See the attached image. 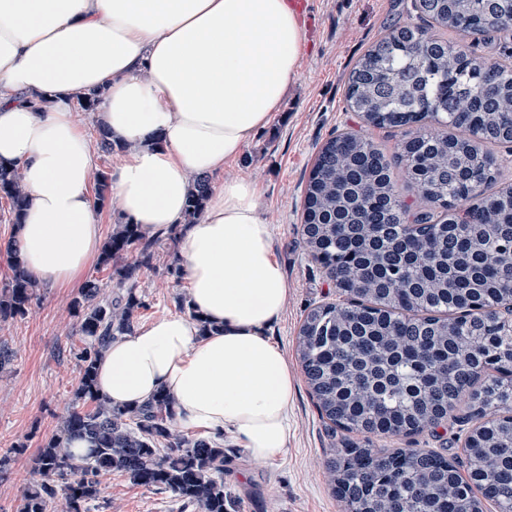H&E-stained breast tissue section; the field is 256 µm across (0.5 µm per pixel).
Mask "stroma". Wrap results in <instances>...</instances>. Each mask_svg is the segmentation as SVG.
Here are the masks:
<instances>
[{"label": "stroma", "mask_w": 512, "mask_h": 512, "mask_svg": "<svg viewBox=\"0 0 512 512\" xmlns=\"http://www.w3.org/2000/svg\"><path fill=\"white\" fill-rule=\"evenodd\" d=\"M299 19L305 42L299 75L270 124L257 134L240 159L225 164L212 183L243 176L262 191L263 215L271 226L275 257L288 279V299L268 329L294 372L296 393L286 454L267 462L251 460L225 439L224 484L236 499V512H343L325 470L340 438L332 437L308 393L295 345L310 308L337 297L333 283L308 253L302 236L306 181L314 160L331 136L359 128L346 103L349 74L364 52L388 31L405 24L412 0H308ZM179 248L161 240L151 266L137 273L143 306L137 322L184 313L189 284ZM76 291L39 286L31 312L0 322V342L13 362L0 373V512H18L20 495L32 479L31 459L75 404L80 364L77 319L70 311ZM94 512H184L171 494L132 485L118 472L102 478Z\"/></svg>", "instance_id": "obj_1"}]
</instances>
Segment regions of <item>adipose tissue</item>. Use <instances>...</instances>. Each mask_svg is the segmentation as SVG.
<instances>
[{"instance_id":"ef3b65f1","label":"adipose tissue","mask_w":512,"mask_h":512,"mask_svg":"<svg viewBox=\"0 0 512 512\" xmlns=\"http://www.w3.org/2000/svg\"><path fill=\"white\" fill-rule=\"evenodd\" d=\"M303 39L288 0H0V162L29 194L8 247L61 287L98 254L93 146L72 99L103 89L97 119L124 151L109 195L147 235L178 229L192 313L112 341L97 388L115 405L167 393L180 426L228 433L257 461L287 452L295 390L267 334L288 281L262 192L227 179L195 223L184 212L193 177L238 158L279 111Z\"/></svg>"}]
</instances>
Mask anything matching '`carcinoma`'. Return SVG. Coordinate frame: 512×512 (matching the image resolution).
Wrapping results in <instances>:
<instances>
[{
    "mask_svg": "<svg viewBox=\"0 0 512 512\" xmlns=\"http://www.w3.org/2000/svg\"><path fill=\"white\" fill-rule=\"evenodd\" d=\"M421 23L405 24L353 67L346 100L368 126L399 131L387 157L361 131L322 145L305 190V245L340 300L305 316L296 356L309 393L343 448L325 462L346 512H512V184L499 185L492 147L512 143V55L478 54L512 31V9L492 0H413ZM452 30L459 40L444 37ZM494 65L493 108L470 93ZM96 113L101 93L77 96ZM453 133H448V130ZM416 196L407 203L398 178ZM211 182L193 179L184 223L203 213ZM28 194L15 165L0 164V198L20 223ZM156 238L116 224L99 265L124 290L114 297L95 277L72 309L81 346L76 400L33 458L37 479L20 512H91L101 477L169 492L185 509L235 512L224 490V444L182 434L165 393L136 406H111L96 391V364L117 336L134 330L142 303L132 280L154 258ZM0 287V321L23 318L37 283L18 262ZM464 403L475 422L464 459L432 448H383L435 429ZM74 440L88 451L75 455Z\"/></svg>",
    "mask_w": 512,
    "mask_h": 512,
    "instance_id": "1",
    "label": "carcinoma"
}]
</instances>
